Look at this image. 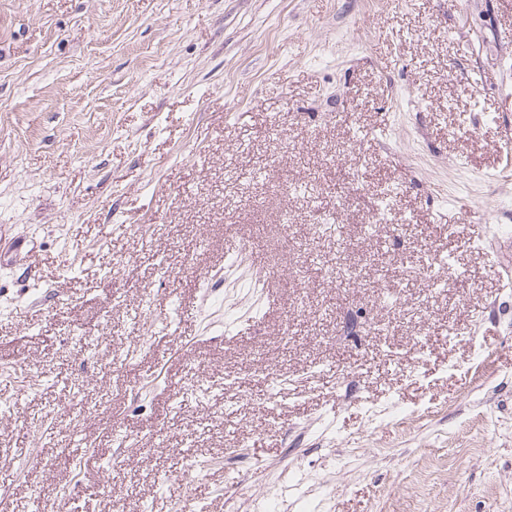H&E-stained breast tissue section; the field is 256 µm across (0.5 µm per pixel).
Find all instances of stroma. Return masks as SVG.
<instances>
[{
	"label": "stroma",
	"mask_w": 512,
	"mask_h": 512,
	"mask_svg": "<svg viewBox=\"0 0 512 512\" xmlns=\"http://www.w3.org/2000/svg\"><path fill=\"white\" fill-rule=\"evenodd\" d=\"M511 29L0 0V512H512Z\"/></svg>",
	"instance_id": "1"
}]
</instances>
